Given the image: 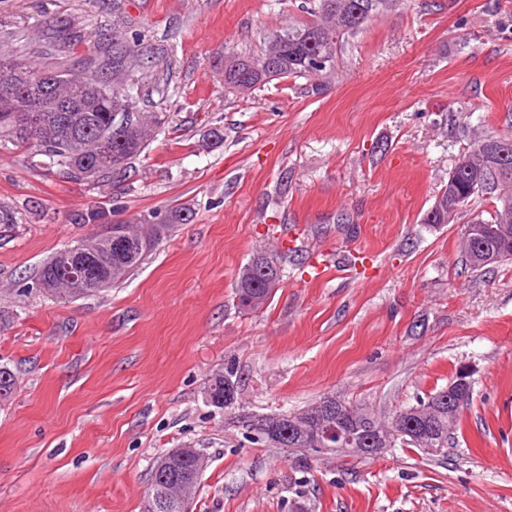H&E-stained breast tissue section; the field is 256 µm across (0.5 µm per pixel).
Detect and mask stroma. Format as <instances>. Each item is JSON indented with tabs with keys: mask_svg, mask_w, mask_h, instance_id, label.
I'll return each instance as SVG.
<instances>
[{
	"mask_svg": "<svg viewBox=\"0 0 512 512\" xmlns=\"http://www.w3.org/2000/svg\"><path fill=\"white\" fill-rule=\"evenodd\" d=\"M300 0H123L135 50L169 70L132 176L70 181L0 145V512H141L152 463L194 448L190 512H512V261L464 270L452 224L424 218L475 136L512 135V0H400L348 39L320 94L304 80L224 93V55L256 50ZM112 34V0H0V24ZM224 143L207 142L211 128ZM187 207L124 281L36 288L99 227ZM274 257L269 302L241 309L240 270ZM325 272L312 279V265ZM472 372L447 448L364 459L253 443L245 421L324 397L388 417ZM233 370L238 399L206 397ZM79 250L74 247L64 248L63 250L57 251L54 256L44 264L41 268L38 277L35 281V285L37 288H43L47 291H59L63 290L67 294L73 297H85L95 294L103 288H97L96 285L86 286L81 292H72L76 288L75 284L80 283L86 278V270L81 266H69V279L75 283L70 284V282L65 279L66 273V264L71 263L75 258H77V254Z\"/></svg>",
	"mask_w": 512,
	"mask_h": 512,
	"instance_id": "35a3bbf8",
	"label": "stroma"
}]
</instances>
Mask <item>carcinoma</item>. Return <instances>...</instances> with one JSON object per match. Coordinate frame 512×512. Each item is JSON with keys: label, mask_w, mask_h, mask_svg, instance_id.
Returning a JSON list of instances; mask_svg holds the SVG:
<instances>
[{"label": "carcinoma", "mask_w": 512, "mask_h": 512, "mask_svg": "<svg viewBox=\"0 0 512 512\" xmlns=\"http://www.w3.org/2000/svg\"><path fill=\"white\" fill-rule=\"evenodd\" d=\"M395 0H301L299 11L307 18L288 29L275 32L263 39L258 53H230L224 58V89L231 94H244L260 89L273 80L319 78L336 68L344 39L363 30L378 13L392 7ZM25 51L40 59V67L32 69L18 57L0 55V141L29 144L36 155L46 158L45 164L63 171L74 182H87L86 164L97 169L96 182H110L126 176L131 160L139 157L150 144L154 134V113L143 108L144 99L155 94L165 95L169 86L167 74L149 64L135 51L125 33H112V45L103 57H84L69 63L56 51L38 41H29ZM274 61L273 71L265 69ZM26 70L35 75H46L49 81L31 85L9 84L12 73ZM84 138V152L71 153L72 137ZM512 142L509 137H490L473 144L458 159L449 179L454 191L462 196V206L475 199L490 196L492 209H483L475 218L483 224H502L505 215V197L498 187L512 184V147L505 148L506 156L499 167L490 169L484 158V147L490 142ZM190 210L172 207L164 211L143 214L137 223L147 226L146 233L125 226L128 237L125 244L108 245L94 238L92 258L101 261L99 280L107 285L118 283L137 270L155 242L175 224L192 220ZM77 224H106L108 216L99 210L75 215ZM148 235L147 245L139 244ZM78 249L65 248L41 268L35 285L47 291L63 290L73 297L95 294L99 288L90 285L83 291L65 279L66 264L76 258ZM280 269L263 256L253 258L242 270L236 296L240 307L256 310L270 299L274 286L280 282ZM260 302L251 304L252 299ZM233 371L218 373L210 380L207 390L215 401L211 405L224 408L220 398L227 391L237 392ZM440 392H435L417 404L400 410L404 414V433L400 443L424 450L422 440L430 439L442 448L459 428L464 406L472 393L459 406L446 402L434 405ZM354 424L359 428L371 425L381 427L384 421L366 408H352ZM278 421L288 429V417L271 416L246 428L256 432L258 440L271 443L262 431L263 424ZM196 489L174 492L167 512H187L186 501Z\"/></svg>", "instance_id": "obj_1"}]
</instances>
